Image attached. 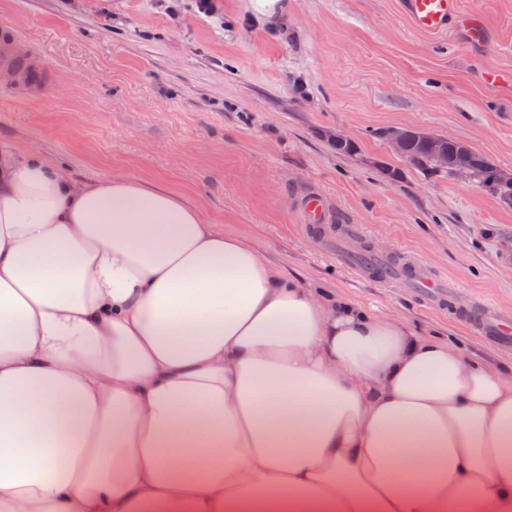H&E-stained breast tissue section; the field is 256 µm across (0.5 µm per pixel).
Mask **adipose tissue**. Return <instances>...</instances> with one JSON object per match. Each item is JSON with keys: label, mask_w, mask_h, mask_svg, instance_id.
I'll list each match as a JSON object with an SVG mask.
<instances>
[{"label": "adipose tissue", "mask_w": 512, "mask_h": 512, "mask_svg": "<svg viewBox=\"0 0 512 512\" xmlns=\"http://www.w3.org/2000/svg\"><path fill=\"white\" fill-rule=\"evenodd\" d=\"M0 512H512V374L0 150Z\"/></svg>", "instance_id": "1"}]
</instances>
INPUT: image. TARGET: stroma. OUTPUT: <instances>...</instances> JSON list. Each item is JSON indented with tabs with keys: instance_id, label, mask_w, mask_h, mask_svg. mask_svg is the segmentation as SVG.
<instances>
[{
	"instance_id": "obj_1",
	"label": "stroma",
	"mask_w": 512,
	"mask_h": 512,
	"mask_svg": "<svg viewBox=\"0 0 512 512\" xmlns=\"http://www.w3.org/2000/svg\"><path fill=\"white\" fill-rule=\"evenodd\" d=\"M215 4L210 15L198 0H0V39L15 32L14 56L39 55L47 75L40 89L0 68V145L82 179L128 175L174 191L301 283L512 367L511 349L458 318L477 301L512 315V210L372 136L410 127L512 170V88L483 80L512 72V0H460L483 22L482 44L417 30L402 0ZM336 130L356 155L336 153L326 138ZM308 191L327 198V231L352 254L419 262L455 287L453 308L356 276L302 229Z\"/></svg>"
}]
</instances>
